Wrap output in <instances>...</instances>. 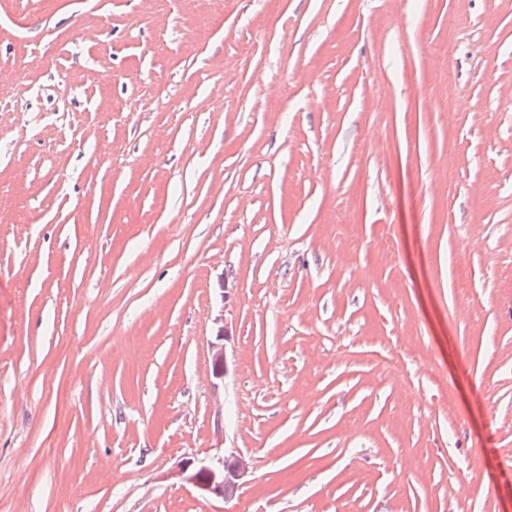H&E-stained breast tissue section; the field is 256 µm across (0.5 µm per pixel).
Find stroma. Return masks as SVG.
I'll return each mask as SVG.
<instances>
[{
    "mask_svg": "<svg viewBox=\"0 0 512 512\" xmlns=\"http://www.w3.org/2000/svg\"><path fill=\"white\" fill-rule=\"evenodd\" d=\"M0 91V512H512V0H0ZM249 473V464L241 455L218 459L217 465H199L192 457H182L170 475L194 486L202 495L228 500L232 498L240 481Z\"/></svg>",
    "mask_w": 512,
    "mask_h": 512,
    "instance_id": "35a3bbf8",
    "label": "stroma"
}]
</instances>
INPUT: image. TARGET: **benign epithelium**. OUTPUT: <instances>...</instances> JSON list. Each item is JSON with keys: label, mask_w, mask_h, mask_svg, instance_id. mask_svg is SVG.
Masks as SVG:
<instances>
[{"label": "benign epithelium", "mask_w": 512, "mask_h": 512, "mask_svg": "<svg viewBox=\"0 0 512 512\" xmlns=\"http://www.w3.org/2000/svg\"><path fill=\"white\" fill-rule=\"evenodd\" d=\"M248 473L245 458L231 454L218 459L215 466L200 465L192 457H183L176 462L171 476L191 484L204 496L228 500Z\"/></svg>", "instance_id": "obj_1"}]
</instances>
